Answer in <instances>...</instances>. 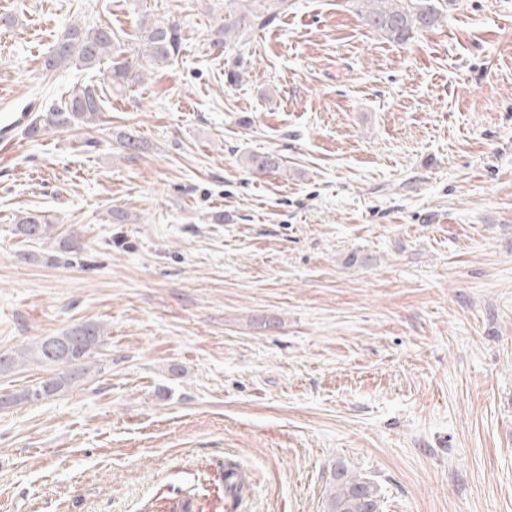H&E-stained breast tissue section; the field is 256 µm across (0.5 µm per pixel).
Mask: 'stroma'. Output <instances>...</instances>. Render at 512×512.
Wrapping results in <instances>:
<instances>
[{"label":"stroma","instance_id":"obj_1","mask_svg":"<svg viewBox=\"0 0 512 512\" xmlns=\"http://www.w3.org/2000/svg\"><path fill=\"white\" fill-rule=\"evenodd\" d=\"M432 2L403 44L288 0L216 47L244 0H0V353L106 336L85 384L0 409V512H327L338 468L380 512H512V0ZM103 19L130 58L175 21L181 52L28 138L100 77L45 56ZM26 211L78 260L13 235ZM104 95L103 88L94 85L72 90L64 99L61 98L57 103L53 102L44 111L30 118L25 127L26 136L36 138L47 129L73 125L98 126L105 122Z\"/></svg>","mask_w":512,"mask_h":512}]
</instances>
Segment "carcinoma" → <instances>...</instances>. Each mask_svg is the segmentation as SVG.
<instances>
[{
  "instance_id": "1",
  "label": "carcinoma",
  "mask_w": 512,
  "mask_h": 512,
  "mask_svg": "<svg viewBox=\"0 0 512 512\" xmlns=\"http://www.w3.org/2000/svg\"><path fill=\"white\" fill-rule=\"evenodd\" d=\"M373 9L361 11L365 24L384 33L390 39L404 42L415 31L429 28L437 21L431 5L422 0H365ZM142 57L152 66H166L179 55L182 34L178 24L157 21L141 24ZM109 60L102 73L107 84L121 89L139 80L143 71L136 68L121 52L119 37L108 22L95 26L73 23L53 46L44 60V70L55 72L66 64L94 69ZM105 92L93 85L72 91L65 98L52 103L44 111L29 119L25 134L36 138L48 129L73 125L95 127L104 121ZM279 167L272 156L253 157L250 168L254 174H263ZM16 235L27 241L48 240L53 235V224L39 213L26 212L16 219ZM104 345L102 327L95 323L77 324L52 336H43L28 346L0 355V375L14 373L27 365H35L49 372V378L37 385L6 397L7 406L56 396L76 383L92 377L97 371L99 349ZM225 481L234 496L246 487V476L232 470ZM328 512H379V494L373 482L349 476L339 469L328 500Z\"/></svg>"
}]
</instances>
